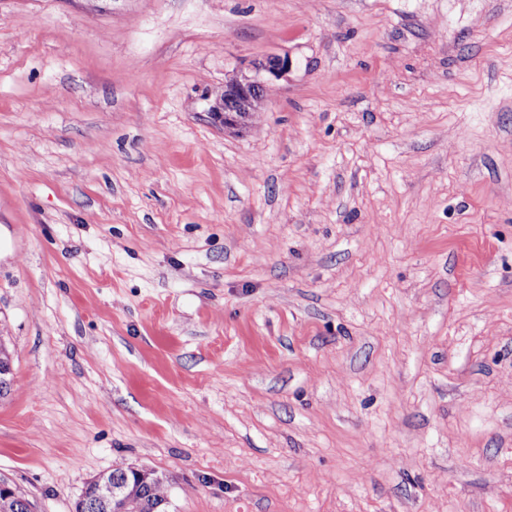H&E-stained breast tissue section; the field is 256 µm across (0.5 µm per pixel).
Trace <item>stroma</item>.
Listing matches in <instances>:
<instances>
[{"mask_svg": "<svg viewBox=\"0 0 512 512\" xmlns=\"http://www.w3.org/2000/svg\"><path fill=\"white\" fill-rule=\"evenodd\" d=\"M0 243L34 512H512V0H0ZM291 68L292 60L288 55L275 54L256 63L249 73L236 72L225 81L221 107L212 111L222 119L225 130H245L253 114L261 112L273 81L285 77ZM135 470L143 481L137 477L133 472ZM107 475L103 474L97 477L93 482L94 496L103 505L112 507L116 502L123 503V509L119 512H140V506L136 501L138 500L142 505L143 511L163 512L167 508L165 503L170 498V482L167 477L163 476V480L159 475H151L149 470H142L125 466L123 464L115 465ZM158 481H151L148 479ZM112 480L118 484H123L127 492L133 497H128L127 492L121 487L112 484ZM148 480V481H147ZM112 507L106 512H113Z\"/></svg>", "mask_w": 512, "mask_h": 512, "instance_id": "stroma-1", "label": "stroma"}]
</instances>
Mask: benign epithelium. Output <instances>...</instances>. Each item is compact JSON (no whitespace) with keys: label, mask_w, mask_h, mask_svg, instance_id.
<instances>
[{"label":"benign epithelium","mask_w":512,"mask_h":512,"mask_svg":"<svg viewBox=\"0 0 512 512\" xmlns=\"http://www.w3.org/2000/svg\"><path fill=\"white\" fill-rule=\"evenodd\" d=\"M292 68V60L286 55H270L258 62L249 72H237L224 82L221 107L213 109L224 122V130L240 132L245 130L254 113L262 106L275 80L285 77ZM12 358L0 346V390L9 388L12 380ZM95 498L103 505L123 503L119 512H140V506L127 492L112 484V479L103 474L93 482Z\"/></svg>","instance_id":"1"}]
</instances>
